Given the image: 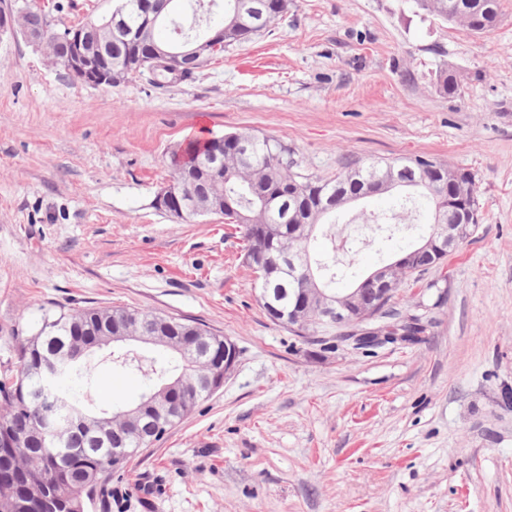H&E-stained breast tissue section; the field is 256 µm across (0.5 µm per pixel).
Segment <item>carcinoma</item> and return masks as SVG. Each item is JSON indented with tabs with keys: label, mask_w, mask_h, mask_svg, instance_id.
<instances>
[{
	"label": "carcinoma",
	"mask_w": 512,
	"mask_h": 512,
	"mask_svg": "<svg viewBox=\"0 0 512 512\" xmlns=\"http://www.w3.org/2000/svg\"><path fill=\"white\" fill-rule=\"evenodd\" d=\"M222 5L224 48L250 41L264 33L287 12L288 0H195ZM146 0H117L112 11V84L133 73L134 60L128 40L141 38L165 42L174 48L192 38L196 19L186 21L174 16L182 0H167L164 12L153 18L144 8ZM423 12L446 19L448 8L482 20V32L499 22L498 0H416ZM169 24L170 37L162 41L157 31ZM224 143V177L217 183L191 181L190 172L199 171L210 155L214 139L190 142L171 152L169 167L173 173L169 187L192 197V206L206 208L217 196L224 197L222 217L237 224L246 241L245 255H262L265 265L254 269L261 280L259 301L271 319L275 306L287 312L294 309L300 290L317 285L328 288L336 278L334 262L310 254L309 242L315 228L326 215L366 197L367 184L378 181L382 191L392 189L391 180L402 188H419L435 202L436 210L448 214V199L457 204L478 203L473 176L459 171L460 178L448 185L444 176L450 167L430 156L417 155L395 162L355 166L334 179H321L297 171L294 153L287 145L270 136L252 132L218 137ZM411 272L424 273L441 264L432 252L420 246L409 251ZM136 336L169 335L167 350L178 356L169 367L154 359L144 361L120 353L112 363L124 370L145 374L157 386L173 385L168 413L171 429L208 397L205 370L211 353L221 352L224 337L201 323L182 322L152 312L120 307H91L64 312L45 319L29 336L15 337L17 366L0 372V512H76L78 498L92 500L101 477L116 469L112 449L97 437L101 417L112 420V429L124 437L126 448H148L161 440L165 432L156 430L152 417L137 418L128 408L102 409L86 413L85 430L69 428L70 412L77 408L67 396L56 406L51 432L43 435L46 408L34 398L43 385L42 367L49 359L82 350L88 339L100 338L99 347L111 344L109 327ZM366 329L388 330L391 336L425 335L427 325L418 318L401 319L387 309Z\"/></svg>",
	"instance_id": "1"
}]
</instances>
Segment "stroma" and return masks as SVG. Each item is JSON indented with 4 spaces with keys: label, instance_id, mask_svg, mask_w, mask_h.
Here are the masks:
<instances>
[{
    "label": "stroma",
    "instance_id": "35a3bbf8",
    "mask_svg": "<svg viewBox=\"0 0 512 512\" xmlns=\"http://www.w3.org/2000/svg\"><path fill=\"white\" fill-rule=\"evenodd\" d=\"M57 27L115 0H0ZM476 34L414 0H293L270 31L161 87L77 83L23 36L0 39V366L12 338L86 307L203 323L240 351L224 385L105 482L88 512H512V0ZM460 92L440 91L441 69ZM255 132L329 179L428 155L470 172L483 220L443 263L402 281L421 342L322 349L257 300L237 225L157 209L171 151ZM400 231L373 230L376 216ZM337 288L422 243L434 206L405 190L333 215ZM86 411L152 381L88 356Z\"/></svg>",
    "mask_w": 512,
    "mask_h": 512
}]
</instances>
